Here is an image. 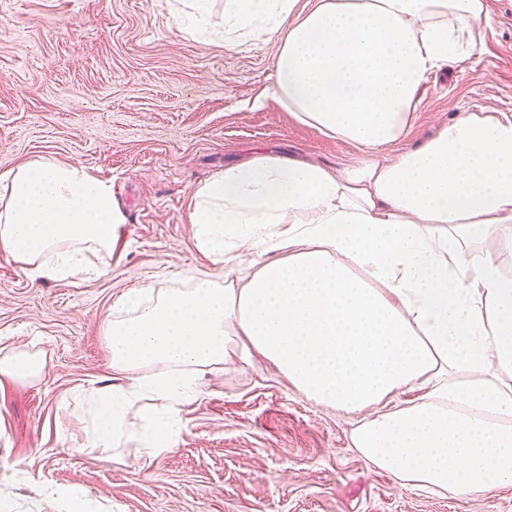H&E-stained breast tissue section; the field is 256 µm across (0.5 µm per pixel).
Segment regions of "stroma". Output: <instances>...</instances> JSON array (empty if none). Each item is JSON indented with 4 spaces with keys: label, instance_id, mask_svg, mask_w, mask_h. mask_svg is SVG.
Wrapping results in <instances>:
<instances>
[{
    "label": "stroma",
    "instance_id": "stroma-1",
    "mask_svg": "<svg viewBox=\"0 0 512 512\" xmlns=\"http://www.w3.org/2000/svg\"><path fill=\"white\" fill-rule=\"evenodd\" d=\"M475 52L431 74L406 145L461 112L512 114V0H485ZM176 0H0V170L36 159L84 166L108 183L126 222L99 273L30 279L0 254V346L46 360L43 377L0 386V483L13 512H59L46 486L84 488L91 512H512V485L480 502L435 495L377 468L351 443L362 411L308 399L259 354L198 378L171 448L110 460L80 450L89 385L121 383L103 335L134 288L224 285L250 264L215 266L188 222L193 189L257 152L336 170L361 159L294 118L271 92L275 42L224 45L178 31Z\"/></svg>",
    "mask_w": 512,
    "mask_h": 512
}]
</instances>
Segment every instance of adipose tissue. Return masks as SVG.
Instances as JSON below:
<instances>
[{"label": "adipose tissue", "instance_id": "obj_1", "mask_svg": "<svg viewBox=\"0 0 512 512\" xmlns=\"http://www.w3.org/2000/svg\"><path fill=\"white\" fill-rule=\"evenodd\" d=\"M224 0V44L259 29L278 45L273 93L301 123L367 158L339 171L262 154L193 192L188 220L217 265L246 249L240 287L131 290L104 335L124 385L93 388L88 452L108 459L142 404L138 456L172 441L196 375L232 337L315 402L368 409L353 446L418 488L480 501L512 483V117L466 112L405 138L431 73L471 56L484 0ZM125 217L83 166L0 172V252L34 278L84 273ZM291 246L288 257L276 250ZM497 372L486 375L488 365ZM42 357L0 347V384L42 377ZM471 380L458 382L453 373ZM417 402L382 410L396 392ZM165 409L167 419L156 416Z\"/></svg>", "mask_w": 512, "mask_h": 512}]
</instances>
